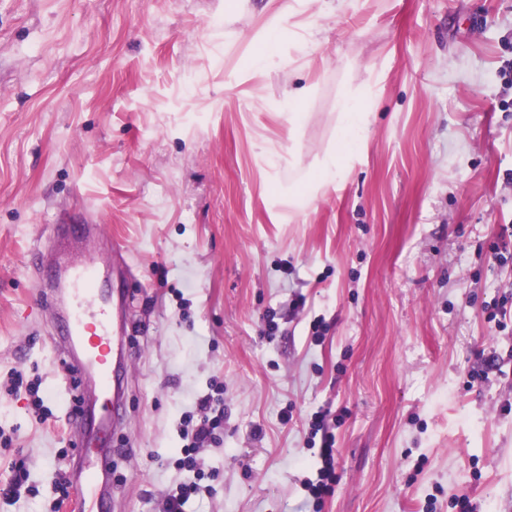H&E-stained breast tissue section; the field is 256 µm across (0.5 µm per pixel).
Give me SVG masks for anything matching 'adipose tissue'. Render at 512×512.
Here are the masks:
<instances>
[{"label": "adipose tissue", "mask_w": 512, "mask_h": 512, "mask_svg": "<svg viewBox=\"0 0 512 512\" xmlns=\"http://www.w3.org/2000/svg\"><path fill=\"white\" fill-rule=\"evenodd\" d=\"M370 113L358 97L346 93L337 104L336 144L322 150L304 183L289 189L284 200L290 207L300 208L327 188L336 186L344 177L350 159L363 145L362 133Z\"/></svg>", "instance_id": "ef3b65f1"}]
</instances>
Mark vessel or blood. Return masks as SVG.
<instances>
[{"mask_svg": "<svg viewBox=\"0 0 512 512\" xmlns=\"http://www.w3.org/2000/svg\"><path fill=\"white\" fill-rule=\"evenodd\" d=\"M57 230L54 254L45 261L54 282L46 302L58 321V331L50 343L80 385L91 388L101 402L121 401L124 387L114 377L112 365L121 355L127 329L112 289L102 279L105 264L87 246L88 240L101 235L102 227L61 224ZM111 429L112 414L107 411L91 418L76 434L80 452L72 461V469L83 489V512H97L103 505L112 450L104 444L91 457L81 449L85 439Z\"/></svg>", "mask_w": 512, "mask_h": 512, "instance_id": "1", "label": "vessel or blood"}]
</instances>
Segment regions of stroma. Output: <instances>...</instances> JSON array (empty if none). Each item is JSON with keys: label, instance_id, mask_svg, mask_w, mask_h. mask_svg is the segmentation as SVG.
<instances>
[{"label": "stroma", "instance_id": "35a3bbf8", "mask_svg": "<svg viewBox=\"0 0 512 512\" xmlns=\"http://www.w3.org/2000/svg\"><path fill=\"white\" fill-rule=\"evenodd\" d=\"M280 2L0 0V375H39L54 414L0 393V484L22 458L39 490L0 512H53L73 481L75 388L32 254L87 223L128 330L113 512H162L180 418L215 383L224 442L186 512H512V323L488 320L512 298V244L490 249L512 225V0ZM346 88L365 145L295 214L275 196L334 140ZM331 416L330 408H322L314 413L311 421V440L312 448L315 447L314 441L317 434H320V441L317 451V457L320 460L321 467L316 471L315 479H307L304 486L309 496L313 499V504L318 507L324 497L330 496L334 491L336 483V439L335 435L329 431V418Z\"/></svg>", "mask_w": 512, "mask_h": 512}]
</instances>
